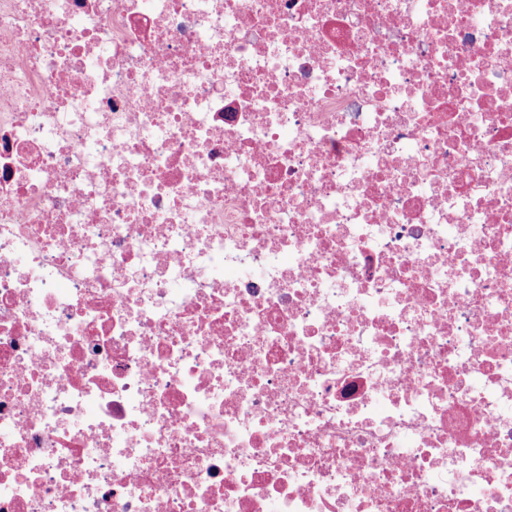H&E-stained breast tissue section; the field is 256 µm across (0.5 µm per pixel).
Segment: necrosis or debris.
Segmentation results:
<instances>
[{"label": "necrosis or debris", "mask_w": 512, "mask_h": 512, "mask_svg": "<svg viewBox=\"0 0 512 512\" xmlns=\"http://www.w3.org/2000/svg\"><path fill=\"white\" fill-rule=\"evenodd\" d=\"M0 512H512V0H0Z\"/></svg>", "instance_id": "1"}]
</instances>
